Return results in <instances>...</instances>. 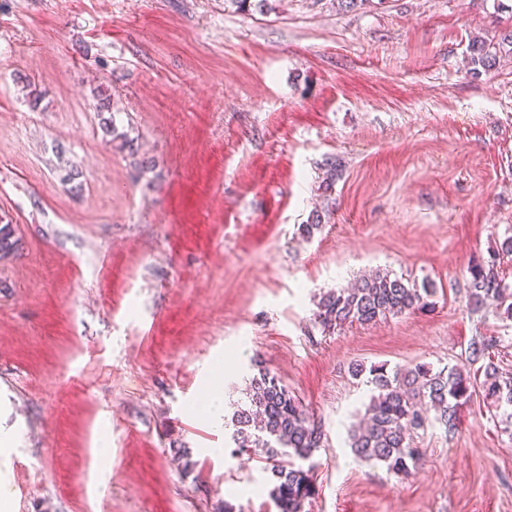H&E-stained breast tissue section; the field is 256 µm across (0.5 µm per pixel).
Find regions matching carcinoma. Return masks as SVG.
Masks as SVG:
<instances>
[{"label":"carcinoma","mask_w":512,"mask_h":512,"mask_svg":"<svg viewBox=\"0 0 512 512\" xmlns=\"http://www.w3.org/2000/svg\"><path fill=\"white\" fill-rule=\"evenodd\" d=\"M512 57V30L495 42L475 37L469 45L470 73L479 76ZM104 136L120 150L133 151V139L118 132L114 118L103 122ZM18 248L13 225L0 224V260ZM512 256V235L486 261L468 267L466 298L477 313L494 306L512 318V285L502 277L501 264ZM436 288L419 285L387 273L377 272L356 280L347 288L324 292L314 314L324 332L353 324H370L389 316L431 305ZM501 339L478 336L469 347L465 367L434 369L420 363L389 371L383 365L365 368L349 366L357 380L367 376L370 401L363 420L349 433V448L366 463L381 464L396 475L407 476L422 460V449L413 446L412 434L425 430L431 421L454 435L463 408L480 399L487 404L492 419L504 424L512 437V377L495 363ZM247 403L233 414L232 440L239 448H250L269 467L272 487L269 495L278 512H309L306 506L316 496L311 469L300 462L309 460L323 446L324 431L288 388L274 375L259 371L250 381ZM434 417H429V412Z\"/></svg>","instance_id":"cac0c4a2"}]
</instances>
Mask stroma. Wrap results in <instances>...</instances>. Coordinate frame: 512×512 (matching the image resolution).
<instances>
[{
	"label": "stroma",
	"instance_id": "1",
	"mask_svg": "<svg viewBox=\"0 0 512 512\" xmlns=\"http://www.w3.org/2000/svg\"><path fill=\"white\" fill-rule=\"evenodd\" d=\"M269 4L0 0L12 512H277L230 440L262 368L324 423L310 512H512V439L483 407L416 433L407 478L348 446L369 394L350 364L459 366L486 334L512 371V319L466 299L512 231V61L471 77L468 45L512 30V0ZM100 90L134 152L104 138ZM378 270L431 283L433 308L322 331L320 291ZM221 377L217 372L212 375L206 384L207 411L212 421H219L223 414V395L221 393Z\"/></svg>",
	"mask_w": 512,
	"mask_h": 512
}]
</instances>
